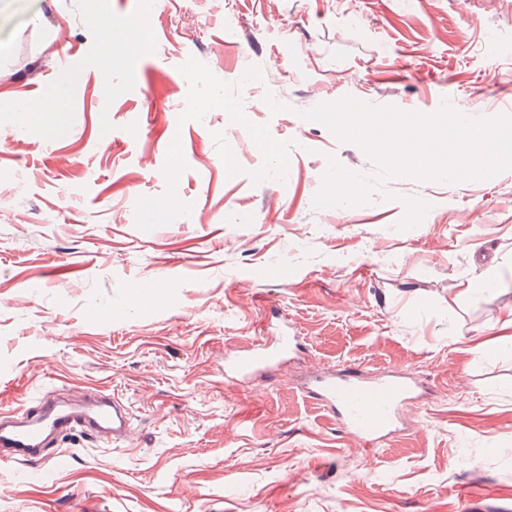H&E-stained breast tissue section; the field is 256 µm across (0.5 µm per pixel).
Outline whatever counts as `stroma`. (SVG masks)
<instances>
[{"label": "stroma", "mask_w": 512, "mask_h": 512, "mask_svg": "<svg viewBox=\"0 0 512 512\" xmlns=\"http://www.w3.org/2000/svg\"><path fill=\"white\" fill-rule=\"evenodd\" d=\"M348 97L512 118V0H0V416L131 414L53 441L47 485L0 453V512H512V344L476 351L512 313V169L315 208L330 161L377 171L303 117ZM286 324L296 359L225 376ZM334 365L430 397L368 455L303 391Z\"/></svg>", "instance_id": "obj_1"}]
</instances>
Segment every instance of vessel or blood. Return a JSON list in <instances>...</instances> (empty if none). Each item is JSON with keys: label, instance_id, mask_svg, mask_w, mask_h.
<instances>
[{"label": "vessel or blood", "instance_id": "vessel-or-blood-1", "mask_svg": "<svg viewBox=\"0 0 512 512\" xmlns=\"http://www.w3.org/2000/svg\"><path fill=\"white\" fill-rule=\"evenodd\" d=\"M298 346V336L292 330H282L274 340L227 358L224 372L240 379L250 378L284 362ZM306 392L335 414L343 429L367 453L393 435L401 407L419 396L418 383L410 374L386 371L372 375L351 366L315 376ZM129 426V411L116 398H99L80 409L48 400L37 415L17 421L0 418V447L10 449L12 461L27 465L52 441L74 431L108 433L120 440Z\"/></svg>", "mask_w": 512, "mask_h": 512}]
</instances>
